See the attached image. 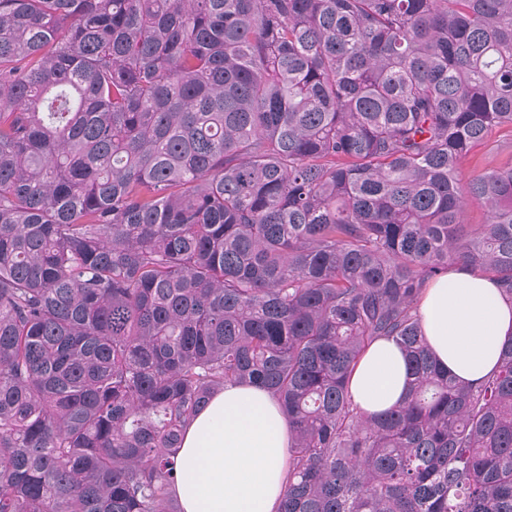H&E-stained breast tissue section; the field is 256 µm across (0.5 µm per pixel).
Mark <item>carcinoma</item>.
I'll use <instances>...</instances> for the list:
<instances>
[{"label": "carcinoma", "mask_w": 512, "mask_h": 512, "mask_svg": "<svg viewBox=\"0 0 512 512\" xmlns=\"http://www.w3.org/2000/svg\"><path fill=\"white\" fill-rule=\"evenodd\" d=\"M502 125L512 0H0V512H182L227 384L292 428L278 512H512V336L472 386L417 315L452 264L512 300V163L459 171ZM409 381L403 352L391 341L373 342L356 369L348 389L354 404L364 413L373 414L400 402Z\"/></svg>", "instance_id": "obj_1"}]
</instances>
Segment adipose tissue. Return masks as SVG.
Masks as SVG:
<instances>
[{
  "label": "adipose tissue",
  "mask_w": 512,
  "mask_h": 512,
  "mask_svg": "<svg viewBox=\"0 0 512 512\" xmlns=\"http://www.w3.org/2000/svg\"><path fill=\"white\" fill-rule=\"evenodd\" d=\"M417 315L441 365L479 384L499 366L512 335V303L496 283L460 267L426 288ZM409 381L403 352L373 342L348 389L354 404L373 414L400 402ZM292 435L277 402L263 389L228 385L186 427L179 458L188 479L175 493L183 512H276L284 493Z\"/></svg>",
  "instance_id": "1"
}]
</instances>
